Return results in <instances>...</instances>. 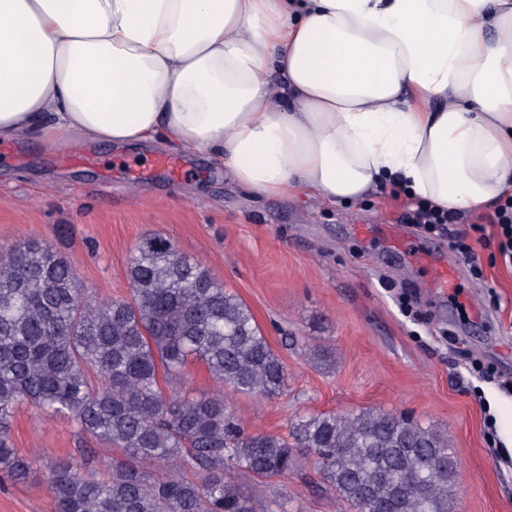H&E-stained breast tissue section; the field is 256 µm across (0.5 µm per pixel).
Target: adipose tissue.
<instances>
[{
	"label": "adipose tissue",
	"instance_id": "1",
	"mask_svg": "<svg viewBox=\"0 0 512 512\" xmlns=\"http://www.w3.org/2000/svg\"><path fill=\"white\" fill-rule=\"evenodd\" d=\"M26 135L478 210L512 194V0H0V141Z\"/></svg>",
	"mask_w": 512,
	"mask_h": 512
}]
</instances>
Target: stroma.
Returning <instances> with one entry per match:
<instances>
[{
  "instance_id": "stroma-1",
  "label": "stroma",
  "mask_w": 512,
  "mask_h": 512,
  "mask_svg": "<svg viewBox=\"0 0 512 512\" xmlns=\"http://www.w3.org/2000/svg\"><path fill=\"white\" fill-rule=\"evenodd\" d=\"M161 156L176 167H156ZM411 203L396 189L336 206L259 196L209 153L165 142H0V244L53 243L106 300L127 296L136 243L159 234L248 305L288 387L272 401L233 395L247 429L284 435L298 414L405 415L454 448L456 512H512V459L493 442L485 400L489 389L512 397V265L484 211L463 224L476 276L449 249L447 225L403 223ZM12 439L34 469L22 482L0 473V512H55L42 471L91 440L26 405ZM272 488L288 512H346L309 463Z\"/></svg>"
}]
</instances>
